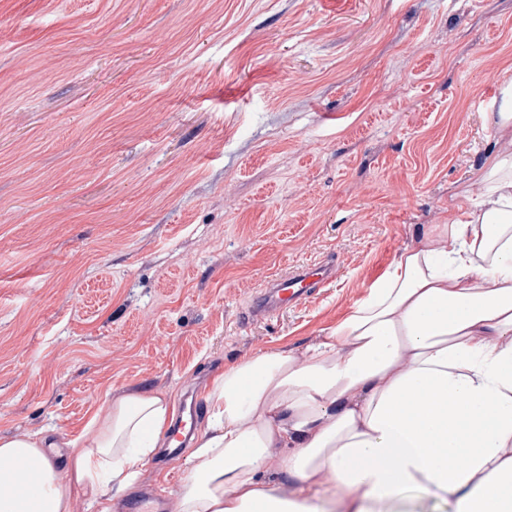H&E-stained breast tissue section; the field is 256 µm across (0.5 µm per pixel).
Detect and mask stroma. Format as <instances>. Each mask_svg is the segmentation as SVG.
Here are the masks:
<instances>
[{
  "label": "stroma",
  "instance_id": "1",
  "mask_svg": "<svg viewBox=\"0 0 512 512\" xmlns=\"http://www.w3.org/2000/svg\"><path fill=\"white\" fill-rule=\"evenodd\" d=\"M510 79L512 0H0V436L70 455L146 386L200 431L225 367L317 341L478 196ZM190 453L113 512H175ZM333 277L332 267L324 261L310 263L288 276L274 279L252 310L255 317L271 314L283 306L296 303L321 288Z\"/></svg>",
  "mask_w": 512,
  "mask_h": 512
}]
</instances>
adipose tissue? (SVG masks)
Wrapping results in <instances>:
<instances>
[{"label":"adipose tissue","instance_id":"ef3b65f1","mask_svg":"<svg viewBox=\"0 0 512 512\" xmlns=\"http://www.w3.org/2000/svg\"><path fill=\"white\" fill-rule=\"evenodd\" d=\"M474 176L477 199L417 231L317 342L225 368L177 512H409L410 491L512 512V149ZM168 416L155 392L116 396L62 471L48 438L0 436V512H112Z\"/></svg>","mask_w":512,"mask_h":512}]
</instances>
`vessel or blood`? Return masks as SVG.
<instances>
[{"instance_id": "vessel-or-blood-1", "label": "vessel or blood", "mask_w": 512, "mask_h": 512, "mask_svg": "<svg viewBox=\"0 0 512 512\" xmlns=\"http://www.w3.org/2000/svg\"><path fill=\"white\" fill-rule=\"evenodd\" d=\"M333 277L332 267L322 261L310 263L288 276L274 279L270 289L256 303L253 316L271 314L285 305L296 303L324 286Z\"/></svg>"}]
</instances>
